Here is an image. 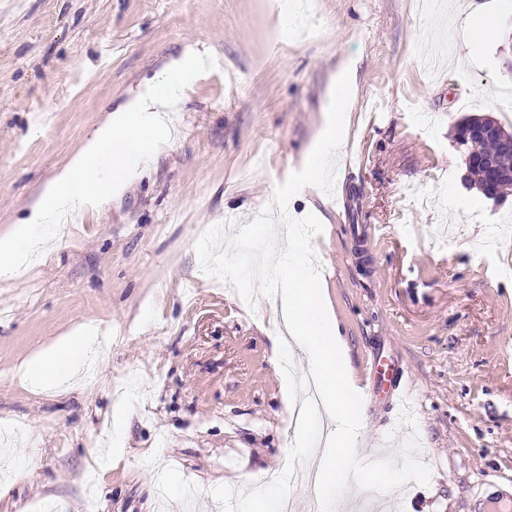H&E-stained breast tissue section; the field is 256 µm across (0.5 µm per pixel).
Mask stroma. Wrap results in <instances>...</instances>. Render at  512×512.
Segmentation results:
<instances>
[{
	"instance_id": "stroma-1",
	"label": "stroma",
	"mask_w": 512,
	"mask_h": 512,
	"mask_svg": "<svg viewBox=\"0 0 512 512\" xmlns=\"http://www.w3.org/2000/svg\"><path fill=\"white\" fill-rule=\"evenodd\" d=\"M317 39L280 0H0V237L119 104L188 52L224 67L194 78L179 131L103 207L84 210L43 263L0 280V432H24L0 466V512H242L254 478L292 453L290 393L275 369L266 299L248 308L195 250L225 214L255 217L306 163L329 93L350 68L334 196L306 187L321 287L353 383L385 349L404 372L418 446L384 395L363 411L353 457L400 463L385 512H492L480 484L512 491V216L463 183L454 129L512 111V0L422 12L416 0H313ZM498 33L475 56L463 33ZM384 121L368 123L373 103ZM93 321L112 337L83 387L22 375ZM112 467L91 470L104 438Z\"/></svg>"
}]
</instances>
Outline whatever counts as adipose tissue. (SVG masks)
I'll return each instance as SVG.
<instances>
[{"label": "adipose tissue", "mask_w": 512, "mask_h": 512, "mask_svg": "<svg viewBox=\"0 0 512 512\" xmlns=\"http://www.w3.org/2000/svg\"><path fill=\"white\" fill-rule=\"evenodd\" d=\"M301 246V238H291L287 247L269 253L267 263L278 281L279 304L288 315L293 336L292 347H279L277 355L284 359L292 350L303 355L308 372L320 382L325 410L336 423L330 448L317 460L320 490L326 494L336 488L349 468L362 429V414L345 396L351 384L346 347L338 324L326 312L324 295L312 279L310 266L302 259ZM90 340L85 333L65 337L28 365V376L51 383L74 375Z\"/></svg>", "instance_id": "1"}]
</instances>
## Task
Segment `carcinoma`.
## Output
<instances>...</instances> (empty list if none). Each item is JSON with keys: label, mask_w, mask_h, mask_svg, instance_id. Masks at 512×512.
I'll use <instances>...</instances> for the list:
<instances>
[{"label": "carcinoma", "mask_w": 512, "mask_h": 512, "mask_svg": "<svg viewBox=\"0 0 512 512\" xmlns=\"http://www.w3.org/2000/svg\"><path fill=\"white\" fill-rule=\"evenodd\" d=\"M478 122H488L492 124L497 130L503 132L505 127L498 121L489 117H471L461 121L457 124L459 149L466 159L465 173L466 181L469 185L475 186L479 191L488 199L496 203L502 201V195L506 194L508 190L512 189V180L504 178L497 181L496 186L492 192H487L483 183L482 175L486 173L485 166L489 162H494L502 168L512 167V156L503 153L500 142L492 137H471L466 140L463 138V128Z\"/></svg>", "instance_id": "carcinoma-1"}]
</instances>
